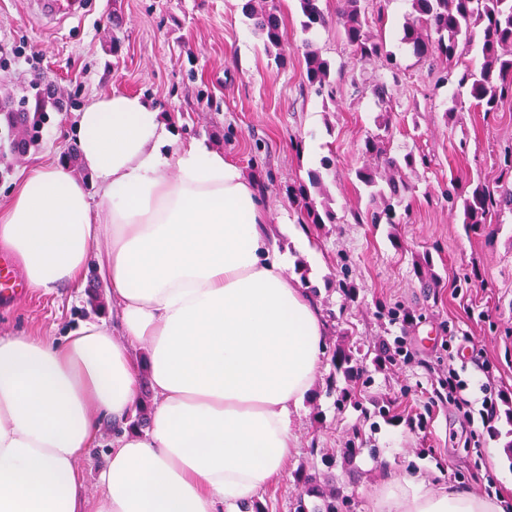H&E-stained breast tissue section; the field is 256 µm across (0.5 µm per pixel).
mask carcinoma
Here are the masks:
<instances>
[{
	"instance_id": "cac0c4a2",
	"label": "carcinoma",
	"mask_w": 512,
	"mask_h": 512,
	"mask_svg": "<svg viewBox=\"0 0 512 512\" xmlns=\"http://www.w3.org/2000/svg\"><path fill=\"white\" fill-rule=\"evenodd\" d=\"M321 0H298L301 27L309 32L327 23L320 7ZM336 12V25L346 44L360 58L385 56L393 61V53L384 50L376 41L365 16L364 0H340ZM411 12L403 25L400 42L410 46L417 56H437L442 59L448 75L457 76V83L468 88L475 105L484 112L498 110L499 103L512 96V0H410ZM245 16L252 21L254 30L262 37L266 50L275 53V60H284V39L279 0H247ZM481 33L480 53L482 63L474 69L462 62L463 55L473 46L475 32ZM305 78L309 86L321 92L332 85L330 63L319 51L308 49L305 56ZM26 107L21 112H0V157L15 153L17 148L29 151L40 145L43 131L50 116L48 109L59 105L51 95L38 93L34 102L23 100ZM378 126L384 134L368 135L361 151L374 160L356 171L360 183L370 189V194L383 199V208L361 216L353 213L355 223H396V209L401 207L413 187L406 179V171L417 165L428 164L424 155L409 152L402 159L388 153L390 136V111L381 115ZM321 169L308 174V181L288 186V201L297 209L303 223L319 226L335 224L338 217L325 203H317L321 194V170L329 171L333 161L324 157ZM465 227L473 232L482 231L491 223L492 215L503 209L512 210V188L490 187L477 183L462 199ZM332 360L349 376H358V357L350 348L333 352Z\"/></svg>"
}]
</instances>
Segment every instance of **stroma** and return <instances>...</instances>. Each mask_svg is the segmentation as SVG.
Listing matches in <instances>:
<instances>
[{"label": "stroma", "mask_w": 512, "mask_h": 512, "mask_svg": "<svg viewBox=\"0 0 512 512\" xmlns=\"http://www.w3.org/2000/svg\"><path fill=\"white\" fill-rule=\"evenodd\" d=\"M365 5L369 27L383 32L397 72L382 58L353 55L336 28L338 0H321L328 23L309 34L301 30L297 0H280L281 62L244 16L243 0H82L78 16L51 23L32 17V0H0V50L21 44L26 51L23 61L0 62V101L31 97L51 84L65 103L51 113L36 149L0 159V207L33 168L73 147L75 112L115 90L153 98L179 116L183 138L206 140L262 182L271 227L294 262L303 254L285 230L297 221L286 188L305 180L321 158H334L323 179L326 201L341 221L310 227L317 257L308 277L328 316V347H360L364 375L348 380L324 360L293 420L299 451L281 480L262 493L261 512H294L296 498L311 506L332 489L345 500L343 512H372L390 472L479 494L492 480L512 497V211L474 234L445 198L448 186L464 193L473 180L500 176L503 154L512 149V99L484 115L466 90L441 79L435 62L399 43L409 0ZM309 45L330 63L332 95L316 94L305 81ZM381 81L393 108L391 156L419 151L430 163L408 172L415 190L399 223L373 226L354 223L351 214L382 204L356 178L365 163L360 145L379 131L384 108L372 88ZM340 254L356 285L350 298L336 286ZM425 256L437 276L433 288L414 273V261ZM384 306L409 310L414 319L392 323L380 313ZM111 308L102 282L49 293L26 287L0 301V336L58 338ZM397 338L408 358L375 367L379 343ZM484 361L492 377L480 371ZM452 369L467 382L468 399L487 390L507 396L492 432L471 436L457 405L442 395L439 382ZM346 389L355 392V403L335 405V392ZM376 400L388 402L390 418H373ZM418 413L426 418L423 428H410L409 417ZM114 428L103 419L96 448L79 464L92 500L101 493L98 473ZM308 473L318 481L305 483Z\"/></svg>", "instance_id": "1"}]
</instances>
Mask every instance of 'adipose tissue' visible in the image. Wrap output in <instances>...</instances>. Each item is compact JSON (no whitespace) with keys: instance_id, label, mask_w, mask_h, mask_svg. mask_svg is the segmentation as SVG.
<instances>
[{"instance_id":"1","label":"adipose tissue","mask_w":512,"mask_h":512,"mask_svg":"<svg viewBox=\"0 0 512 512\" xmlns=\"http://www.w3.org/2000/svg\"><path fill=\"white\" fill-rule=\"evenodd\" d=\"M150 98L78 112L82 174L34 169L0 209L29 287H80L98 252L120 338L0 336V512H244L297 453L293 416L326 353L321 307L288 274L254 182L181 139ZM101 188L91 204L84 176ZM149 383L147 428H128ZM122 423L89 499L77 464L99 418ZM495 499L389 475L373 512H498Z\"/></svg>"}]
</instances>
